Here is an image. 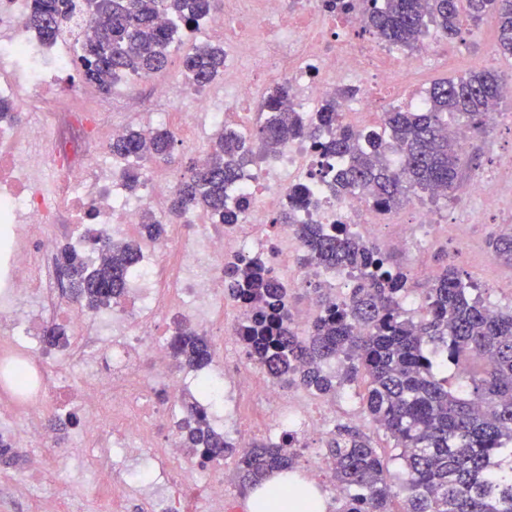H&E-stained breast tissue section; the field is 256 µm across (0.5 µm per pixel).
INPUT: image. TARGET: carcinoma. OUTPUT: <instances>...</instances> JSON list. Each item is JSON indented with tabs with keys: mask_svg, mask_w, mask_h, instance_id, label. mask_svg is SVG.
<instances>
[{
	"mask_svg": "<svg viewBox=\"0 0 512 512\" xmlns=\"http://www.w3.org/2000/svg\"><path fill=\"white\" fill-rule=\"evenodd\" d=\"M370 2L376 35L410 49L417 47L429 22L453 40L463 22L492 14L498 48L512 56V0ZM216 10L217 0H33L28 25L47 43L85 14L74 65L85 83L107 93L119 78L164 69L178 33L193 31L214 18ZM181 67L189 85L211 83L224 74V47L194 46ZM503 83L490 70L439 80L429 90L426 109L385 113L384 134L341 126L325 141L323 128L339 122L336 99L325 100L316 120L307 122L299 112L281 109L288 87L280 85L263 102L265 121L256 136L269 150L308 137L320 142L329 158L349 157L347 166L327 170L329 192L336 197L357 192L391 210L420 190H455L467 158L441 128L455 119L480 129L483 112L499 97ZM174 146L167 129H134L110 143L109 150L112 157L129 161L120 178L133 193L143 181L141 162L170 163ZM253 163L252 148L238 135L216 132L205 163H186L170 212L202 208L217 224L235 223L238 211L226 205L227 191ZM273 223L298 239L301 263L360 272L341 302H333L329 289H315L325 314L300 336L291 325L283 286L267 262L224 267V290L252 313L238 333L248 359L273 381L320 395L364 384L363 410L393 442L395 454L384 458L359 430L338 427L329 434L325 455L334 461L336 484L350 491L346 512H512V310H490L459 268L446 263L421 292L418 310L411 312L404 306L412 292L411 271L394 264L374 243L321 224H293L286 212ZM89 243L102 261L91 263L71 245L60 256L73 300L96 311L124 297L140 246L108 236ZM491 247L495 258L512 264L511 233L494 238ZM212 357L204 336L181 329L173 344L176 367L199 370ZM181 429L185 447L204 458L237 456L240 481L254 489L275 473L294 471L296 455L288 449L287 436L278 445L261 440L239 449L196 415L194 405ZM397 460L405 492L398 511L389 469Z\"/></svg>",
	"mask_w": 512,
	"mask_h": 512,
	"instance_id": "1",
	"label": "carcinoma"
}]
</instances>
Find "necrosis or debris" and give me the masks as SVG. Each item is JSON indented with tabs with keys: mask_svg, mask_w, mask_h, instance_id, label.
<instances>
[{
	"mask_svg": "<svg viewBox=\"0 0 512 512\" xmlns=\"http://www.w3.org/2000/svg\"><path fill=\"white\" fill-rule=\"evenodd\" d=\"M31 0H0V99L44 102L46 119L38 125L18 121L0 124V434H10L14 447L30 451L22 485L40 496L47 459L41 451L54 439L41 431L35 402L49 398L55 411L76 414L77 441L101 449L97 483L107 491L108 512H122L136 492L129 464L149 467L155 485L167 493L166 512H184L186 490L200 495L194 512H235L224 488L222 460L190 459L177 427L182 400L192 374L171 372L172 342L181 325L209 328L216 335H236L250 313L246 306L227 308L224 267L242 259L270 260L287 294L318 282L332 295L344 296L356 272L298 263L300 244L274 218L290 212L298 224H341L352 234H382L394 227L393 247L402 248L425 227L437 225L431 208L412 205L409 217L381 211L359 194L330 195L319 179L325 163L314 142L291 140L274 156H263L256 169L234 186L230 204L240 205L237 223L213 231L211 218L191 209L168 214L175 185L173 175L146 172L138 195L124 197L91 146L98 137L99 114L111 111V98L90 88L76 93L94 101L88 111L44 98L70 67L68 40L41 43L24 20ZM218 25L224 30V106L212 104V86L197 90L191 111L170 112L180 93L166 82L156 83L155 97L165 102L156 123L176 122L180 135L198 124L232 125L246 141L255 138V118L268 91L288 87V107L312 116L337 88L358 93L338 101L342 126L365 129L394 104L393 91L410 88L406 106H425L428 93L421 78L436 58L431 44L411 55L378 39L369 26L361 0H221ZM308 190L313 205L290 209L293 192ZM167 218L173 249L144 246L128 293L112 308L109 346L94 343L87 328L92 313L49 307L56 279L53 255L57 243L39 230L47 214L67 210L73 223L98 224L103 235L124 233L140 222L144 209ZM169 313V332L157 334L155 323ZM66 320L76 344L52 352L36 335L40 326ZM82 365L85 376L75 383L65 362ZM216 362L233 364L231 375L219 369L224 412L210 415L211 426L232 424L227 439L238 448L251 447L257 437L280 440L294 436L293 450L306 453L308 440L326 434L336 412V396L312 404L301 392L270 380L252 362L236 363L231 349L219 348Z\"/></svg>",
	"mask_w": 512,
	"mask_h": 512,
	"instance_id": "obj_1",
	"label": "necrosis or debris"
}]
</instances>
